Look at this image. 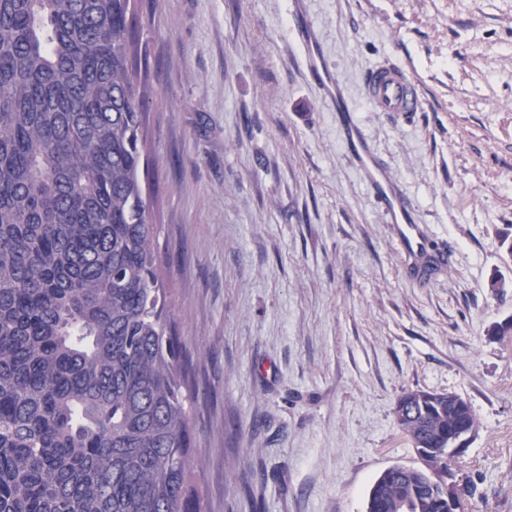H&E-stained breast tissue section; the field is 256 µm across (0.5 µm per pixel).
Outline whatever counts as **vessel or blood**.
Listing matches in <instances>:
<instances>
[{
	"mask_svg": "<svg viewBox=\"0 0 512 512\" xmlns=\"http://www.w3.org/2000/svg\"><path fill=\"white\" fill-rule=\"evenodd\" d=\"M304 47L324 90L337 101L336 114L347 125L353 162L373 183L385 181V172L370 152L362 128L340 102L341 85L331 65L320 55L313 37H306ZM368 96L374 111L377 112H416L422 106L416 85L406 70L398 66H380L372 70L368 77Z\"/></svg>",
	"mask_w": 512,
	"mask_h": 512,
	"instance_id": "vessel-or-blood-1",
	"label": "vessel or blood"
}]
</instances>
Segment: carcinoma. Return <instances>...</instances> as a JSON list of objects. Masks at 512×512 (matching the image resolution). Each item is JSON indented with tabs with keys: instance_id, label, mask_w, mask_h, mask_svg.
I'll return each mask as SVG.
<instances>
[{
	"instance_id": "carcinoma-1",
	"label": "carcinoma",
	"mask_w": 512,
	"mask_h": 512,
	"mask_svg": "<svg viewBox=\"0 0 512 512\" xmlns=\"http://www.w3.org/2000/svg\"><path fill=\"white\" fill-rule=\"evenodd\" d=\"M130 2L0 0V512H201ZM395 415L420 465L367 502L450 512L448 432L478 426L471 406L411 390Z\"/></svg>"
}]
</instances>
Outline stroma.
I'll list each match as a JSON object with an SVG mask.
<instances>
[{
    "label": "stroma",
    "instance_id": "obj_1",
    "mask_svg": "<svg viewBox=\"0 0 512 512\" xmlns=\"http://www.w3.org/2000/svg\"><path fill=\"white\" fill-rule=\"evenodd\" d=\"M154 250L184 348L204 512H365L417 456L403 392H452L478 430L461 512H512V0H135ZM448 268L407 267L303 48ZM419 84L373 111L371 70ZM368 96L376 112H418L422 100L406 70L380 66L368 77Z\"/></svg>",
    "mask_w": 512,
    "mask_h": 512
}]
</instances>
